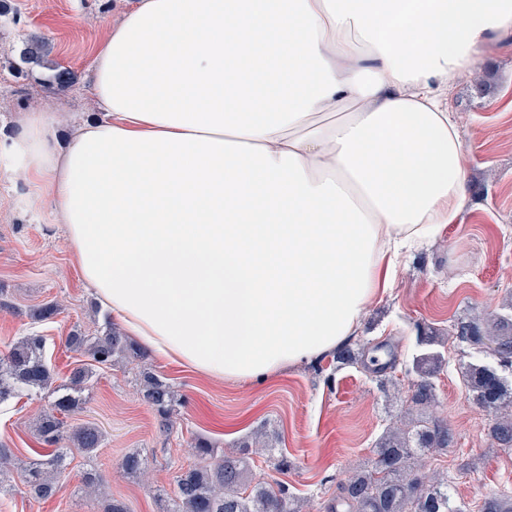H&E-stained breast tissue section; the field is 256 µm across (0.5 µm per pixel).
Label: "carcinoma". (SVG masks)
<instances>
[{"mask_svg":"<svg viewBox=\"0 0 512 512\" xmlns=\"http://www.w3.org/2000/svg\"><path fill=\"white\" fill-rule=\"evenodd\" d=\"M49 53L45 38L32 36L25 42L20 59L27 64H39ZM52 71L47 88L55 94L68 92L77 82L76 74L69 68L57 65ZM454 336L492 355L498 364L512 367L511 318L461 322L455 326ZM419 343L423 352L412 359L411 371L417 380L411 386L410 401L417 407H428L436 401L432 378L442 365V355L435 350L440 339L431 332H424L419 336ZM66 345L74 351L87 352L97 368L110 365L121 356L145 359V352L112 326L91 342L76 331L66 337ZM44 348V337L32 334L16 342L7 356L0 358V403L25 391L50 388L52 371L44 359ZM93 368L87 364L73 368L69 376L70 393L59 396L51 410L37 419L39 439L52 451L47 458L33 461L23 471V477L32 497L38 501L61 491L57 474L64 470L67 449L59 447L64 435L58 415L78 407L76 393L90 381ZM463 382L476 404L495 416L493 440L511 446L512 416H506L503 411L512 409V381L494 366L471 365L464 372ZM140 393L161 421L169 422L176 399L165 378L143 367ZM102 441L103 434L94 425L81 426L72 435L73 444L86 453L94 452ZM447 446L448 428L437 421L417 419L390 426L378 443L372 469L351 476L328 512H337L339 506L346 512H455L448 484L428 481L413 466L419 454L440 451ZM250 447L252 444L245 441L243 451L234 454L206 441H196L194 451L200 463L176 475L170 512H297L288 485L247 483L249 462L245 450ZM122 468L129 475H141L145 471V460L140 454L131 453L124 458Z\"/></svg>","mask_w":512,"mask_h":512,"instance_id":"1","label":"carcinoma"}]
</instances>
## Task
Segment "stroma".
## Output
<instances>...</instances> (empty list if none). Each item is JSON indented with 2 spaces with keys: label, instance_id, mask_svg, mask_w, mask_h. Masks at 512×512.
<instances>
[{
  "label": "stroma",
  "instance_id": "1",
  "mask_svg": "<svg viewBox=\"0 0 512 512\" xmlns=\"http://www.w3.org/2000/svg\"><path fill=\"white\" fill-rule=\"evenodd\" d=\"M0 16V132L10 133L18 111L39 107L60 126L95 109L91 96L92 55L126 0H6ZM45 37L50 63L73 69L76 89L57 96L47 90L48 66L29 76L15 67L23 38ZM445 97L460 120L468 156V203L461 223L445 238L402 266L395 288L365 311L350 340L363 361L340 366L334 355L291 367L264 383L216 381L154 356L144 362L119 360L97 371L82 394L81 409L63 415L64 430L85 422L105 433L93 456L68 450L62 493L34 501L22 478L0 495V512H104L103 498L89 495L85 472L106 480L107 495L123 500L129 512H162L160 499L172 493L174 477L196 461L191 446L204 439L225 451L237 450L254 433H266L288 458L275 470L266 456L251 460L255 480L287 483L302 512H325L348 477L375 460L374 450L389 425L406 411L410 366L420 332L448 333L481 313L512 318V39L490 45L475 74L455 81ZM27 186L0 167V353L20 337L46 338V357L55 385L65 384L80 353L68 350L73 328L102 334L112 319L83 280L62 225L50 206L22 207ZM60 306L51 320L37 321L34 308ZM395 368H388L390 353ZM434 377L436 403L427 420L449 429L446 449L419 460L422 472L446 478L452 502L462 512H478L484 501L512 496V447L490 436L494 418L465 390L468 365L489 362L488 354L465 343H448ZM150 365L167 379L181 403L169 423L141 399L139 371ZM53 394L42 392L0 405V443L15 466L35 460L41 442L35 430ZM137 451L147 461L145 478L124 475V456ZM106 495V496H107Z\"/></svg>",
  "mask_w": 512,
  "mask_h": 512
}]
</instances>
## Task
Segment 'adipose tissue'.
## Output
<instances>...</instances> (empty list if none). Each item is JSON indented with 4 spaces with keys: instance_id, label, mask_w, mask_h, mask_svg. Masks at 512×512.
Here are the masks:
<instances>
[{
    "instance_id": "obj_1",
    "label": "adipose tissue",
    "mask_w": 512,
    "mask_h": 512,
    "mask_svg": "<svg viewBox=\"0 0 512 512\" xmlns=\"http://www.w3.org/2000/svg\"><path fill=\"white\" fill-rule=\"evenodd\" d=\"M512 35V0H134L98 112H22L0 159L50 202L127 336L214 379L336 351L467 204L443 85Z\"/></svg>"
}]
</instances>
